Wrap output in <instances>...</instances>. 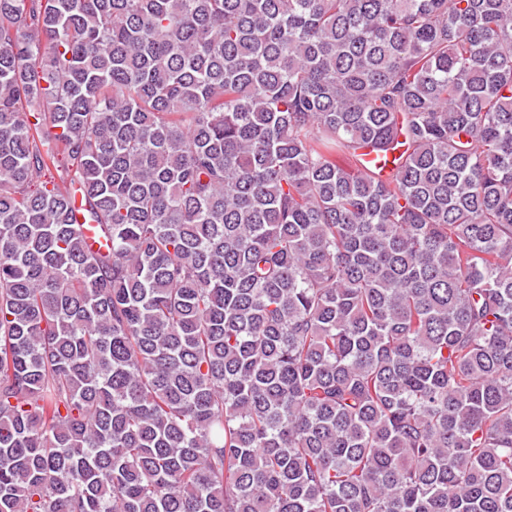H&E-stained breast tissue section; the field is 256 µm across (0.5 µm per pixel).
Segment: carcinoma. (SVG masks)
I'll return each instance as SVG.
<instances>
[{"mask_svg": "<svg viewBox=\"0 0 512 512\" xmlns=\"http://www.w3.org/2000/svg\"><path fill=\"white\" fill-rule=\"evenodd\" d=\"M0 512H512V0H0Z\"/></svg>", "mask_w": 512, "mask_h": 512, "instance_id": "cac0c4a2", "label": "carcinoma"}]
</instances>
